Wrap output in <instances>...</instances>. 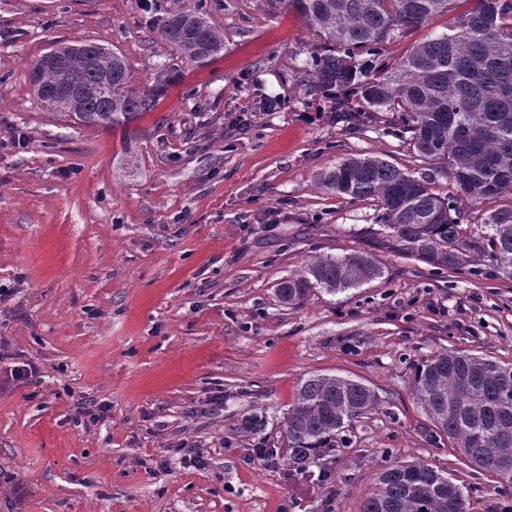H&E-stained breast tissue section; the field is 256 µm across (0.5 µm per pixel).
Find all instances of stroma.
<instances>
[{"mask_svg": "<svg viewBox=\"0 0 512 512\" xmlns=\"http://www.w3.org/2000/svg\"><path fill=\"white\" fill-rule=\"evenodd\" d=\"M189 2L0 0V338L39 368L20 386L0 371V512H361L397 462L452 474L468 512H505L512 488L437 435L412 381L445 349L512 362V279L486 254L453 271L389 252L374 201L323 186L347 157L416 163L383 119L353 132L309 95L315 36L299 15L202 0L224 50L197 67L154 27ZM467 7L453 0L388 56ZM79 42L121 53L141 87L179 79L128 130L74 122L28 72ZM354 252L383 276L297 308L277 299L312 257ZM318 374L365 383L378 404L300 472L284 422ZM84 404L108 405L105 421ZM251 417L261 426L243 429ZM183 446L204 466L182 463Z\"/></svg>", "mask_w": 512, "mask_h": 512, "instance_id": "1", "label": "stroma"}]
</instances>
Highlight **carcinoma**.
Listing matches in <instances>:
<instances>
[{
  "mask_svg": "<svg viewBox=\"0 0 512 512\" xmlns=\"http://www.w3.org/2000/svg\"><path fill=\"white\" fill-rule=\"evenodd\" d=\"M299 14L323 44L310 56V95L330 100L339 120L359 130L376 113L409 135L413 158L441 161L452 192L434 190L426 172L402 169L379 156L347 158L327 171V189L372 199L388 247L439 268L457 269L472 252L489 253L496 271L512 279V203L490 211L482 234L464 235L460 205L512 195V2L474 0L448 31L413 46L398 59L385 45L448 12L451 0H269ZM168 45L198 66L209 63L224 39L200 9L167 13L157 27ZM98 43L55 46L58 62L41 67L40 100L82 124L127 127L150 111L173 75L157 86L134 85L124 57L97 51ZM112 76V91L97 87ZM80 83L84 95L58 91ZM383 275L369 253L314 257L277 284L278 299L301 304L317 288L360 287ZM413 392L440 433L466 460L512 486V363L444 350L416 367ZM373 389L359 381L312 375L304 380L285 419L288 460L304 468L334 447L346 422L375 408ZM362 512H467V491L448 472L428 464L384 469Z\"/></svg>",
  "mask_w": 512,
  "mask_h": 512,
  "instance_id": "carcinoma-1",
  "label": "carcinoma"
}]
</instances>
